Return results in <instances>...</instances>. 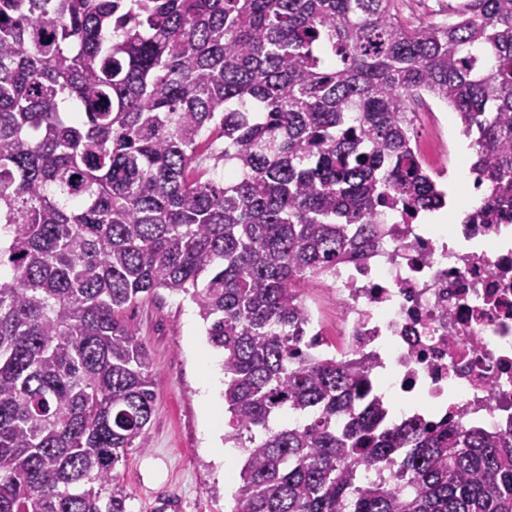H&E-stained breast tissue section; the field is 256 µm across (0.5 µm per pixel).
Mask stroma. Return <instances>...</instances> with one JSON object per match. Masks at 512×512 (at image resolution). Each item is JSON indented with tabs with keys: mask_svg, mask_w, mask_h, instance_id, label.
<instances>
[{
	"mask_svg": "<svg viewBox=\"0 0 512 512\" xmlns=\"http://www.w3.org/2000/svg\"><path fill=\"white\" fill-rule=\"evenodd\" d=\"M415 109L433 143L425 164L443 172L447 190L467 196L474 151L455 112L430 96ZM123 317L150 350L156 393L148 448L118 467L130 512H233L244 454L238 449L231 461L220 462L211 450L225 433L208 424L211 409L224 406L222 355L209 344L195 305L159 290L139 298ZM205 382L211 385L207 397Z\"/></svg>",
	"mask_w": 512,
	"mask_h": 512,
	"instance_id": "35a3bbf8",
	"label": "stroma"
}]
</instances>
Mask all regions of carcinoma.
<instances>
[{"mask_svg":"<svg viewBox=\"0 0 512 512\" xmlns=\"http://www.w3.org/2000/svg\"><path fill=\"white\" fill-rule=\"evenodd\" d=\"M425 93L498 223L512 0H0V512H128L155 392L122 313L157 289L222 352L234 512H512V433L387 426L365 365L310 353L301 286L441 204ZM212 137L220 183L190 177ZM423 96V102L416 104L413 112H420L419 121L426 125L423 128L424 135L430 133L427 141L438 146L435 149H426L427 141L422 143L417 139L416 142L418 122L412 125L414 143L425 150L424 162L428 169L448 172L446 176L438 178V182L441 181L448 192H456L458 199H465L470 190L457 180L471 183L469 167L474 159V151L470 147V139L461 134V125L455 112L438 99L426 94Z\"/></svg>","mask_w":512,"mask_h":512,"instance_id":"1","label":"carcinoma"}]
</instances>
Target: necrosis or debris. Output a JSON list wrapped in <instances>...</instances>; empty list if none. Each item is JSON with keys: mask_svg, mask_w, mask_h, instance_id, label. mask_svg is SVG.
Listing matches in <instances>:
<instances>
[{"mask_svg": "<svg viewBox=\"0 0 512 512\" xmlns=\"http://www.w3.org/2000/svg\"><path fill=\"white\" fill-rule=\"evenodd\" d=\"M367 259L337 264V344L319 314L320 357L363 361L389 424L442 418L497 436L512 430V220L465 224L458 248L399 211Z\"/></svg>", "mask_w": 512, "mask_h": 512, "instance_id": "4bbe7bcc", "label": "necrosis or debris"}]
</instances>
